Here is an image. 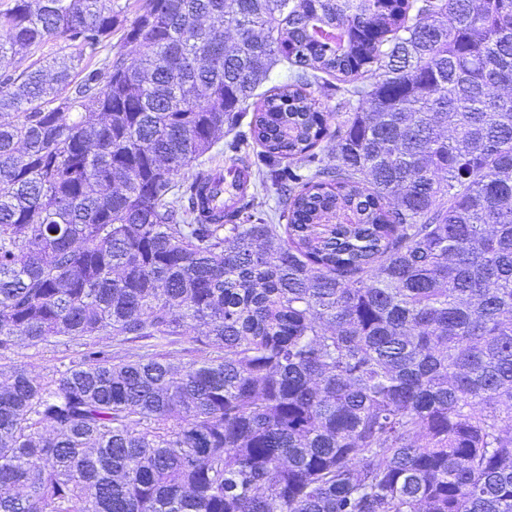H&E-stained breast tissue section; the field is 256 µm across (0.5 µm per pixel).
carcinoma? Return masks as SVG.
<instances>
[{"instance_id": "1", "label": "carcinoma", "mask_w": 512, "mask_h": 512, "mask_svg": "<svg viewBox=\"0 0 512 512\" xmlns=\"http://www.w3.org/2000/svg\"><path fill=\"white\" fill-rule=\"evenodd\" d=\"M122 13L0 12V352L83 346L0 386V512H512V0ZM251 183L249 185V188H248V196L252 195L253 193H257L256 194V198H255V201L254 203L255 204H259V205H262V209L266 210V211H270L272 209H274L276 207V204H277V196L276 194H274V192H270V191H265L263 190L262 186H261V179H262V173L258 172L257 170V167L255 165L252 164V167H251ZM257 189V191H256Z\"/></svg>"}]
</instances>
